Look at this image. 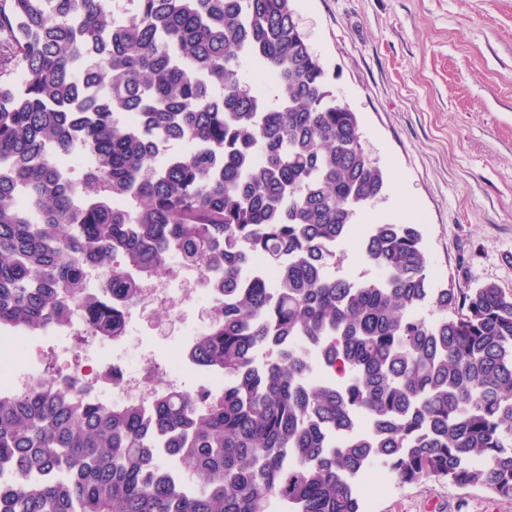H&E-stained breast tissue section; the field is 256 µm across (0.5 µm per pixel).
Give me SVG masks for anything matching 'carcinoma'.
Masks as SVG:
<instances>
[{"mask_svg":"<svg viewBox=\"0 0 512 512\" xmlns=\"http://www.w3.org/2000/svg\"><path fill=\"white\" fill-rule=\"evenodd\" d=\"M292 13L0 0V335L78 307L118 340L180 258L219 308L185 361L224 378L148 411L0 389V512H363L373 465L512 498V291L432 287L406 223L368 225L380 275L334 272L387 178Z\"/></svg>","mask_w":512,"mask_h":512,"instance_id":"cac0c4a2","label":"carcinoma"}]
</instances>
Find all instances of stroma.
Masks as SVG:
<instances>
[{"mask_svg":"<svg viewBox=\"0 0 512 512\" xmlns=\"http://www.w3.org/2000/svg\"><path fill=\"white\" fill-rule=\"evenodd\" d=\"M335 95L356 112L367 153L393 180L360 216L419 225L431 274L512 291V0H291ZM186 347L129 318L106 349ZM370 512H512V499L443 481L394 484Z\"/></svg>","mask_w":512,"mask_h":512,"instance_id":"1","label":"stroma"}]
</instances>
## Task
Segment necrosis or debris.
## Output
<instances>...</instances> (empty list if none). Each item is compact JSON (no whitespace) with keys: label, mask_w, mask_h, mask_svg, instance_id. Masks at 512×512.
<instances>
[{"label":"necrosis or debris","mask_w":512,"mask_h":512,"mask_svg":"<svg viewBox=\"0 0 512 512\" xmlns=\"http://www.w3.org/2000/svg\"><path fill=\"white\" fill-rule=\"evenodd\" d=\"M170 278L178 285L177 294H169L157 284H147L142 299L134 305L135 310L147 315L157 308H167L171 323L180 326L182 335H201L206 331L214 309L202 268L178 262L173 265ZM187 305L197 308L198 319L185 325L181 322V310ZM46 334L54 339L71 341L68 368H61L58 357L38 346L32 348L27 364H16L13 361L16 342L8 339L0 344V389L22 393L41 378L66 376L76 389L89 392L90 396L102 401L138 402L148 406L158 392L177 390L184 385L188 368L180 355H172L168 362L161 363L146 352L138 367L133 369L116 367L110 359L99 356L104 338L82 315L51 323Z\"/></svg>","instance_id":"obj_1"}]
</instances>
